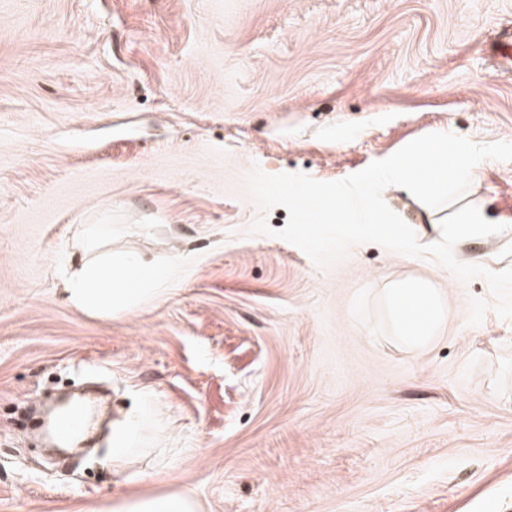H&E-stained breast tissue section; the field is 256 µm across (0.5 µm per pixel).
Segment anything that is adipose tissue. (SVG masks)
<instances>
[{
	"label": "adipose tissue",
	"instance_id": "adipose-tissue-1",
	"mask_svg": "<svg viewBox=\"0 0 512 512\" xmlns=\"http://www.w3.org/2000/svg\"><path fill=\"white\" fill-rule=\"evenodd\" d=\"M438 233L449 242L461 245L499 239L505 229L485 208L474 207L459 211ZM159 278V269L142 259L118 254L109 257L102 267L85 263L66 271L64 284L67 297L75 307L90 312H109L127 308L142 299L147 294V285ZM417 305L422 308L421 318H410V309ZM387 306L399 339L418 349L431 345L447 313L443 296L423 279L390 288ZM97 512H203V505L181 489L129 492L112 498Z\"/></svg>",
	"mask_w": 512,
	"mask_h": 512
}]
</instances>
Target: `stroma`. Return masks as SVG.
Masks as SVG:
<instances>
[{
    "label": "stroma",
    "instance_id": "35a3bbf8",
    "mask_svg": "<svg viewBox=\"0 0 512 512\" xmlns=\"http://www.w3.org/2000/svg\"><path fill=\"white\" fill-rule=\"evenodd\" d=\"M512 0H0V512H94L189 490L204 512H512V320L483 278L373 243L328 269L277 236L243 181H337L413 137L512 142V74L488 47ZM420 243L457 205L398 187ZM512 218V162L459 205ZM152 262L159 293L70 305L85 230ZM512 266V232L455 249ZM424 278L449 318L418 350L385 291ZM54 377L112 390L91 459L36 464L6 415Z\"/></svg>",
    "mask_w": 512,
    "mask_h": 512
}]
</instances>
